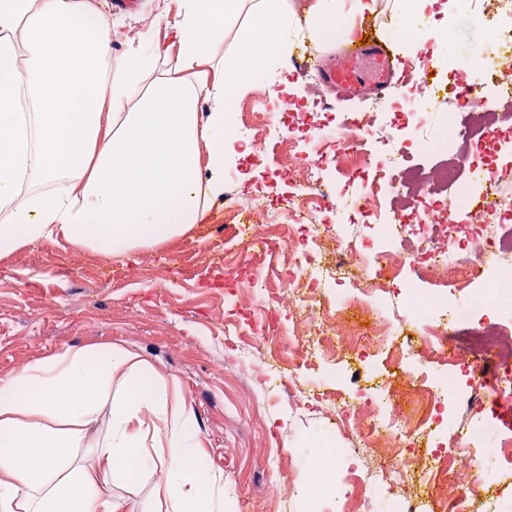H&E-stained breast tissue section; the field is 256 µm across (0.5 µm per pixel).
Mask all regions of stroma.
Returning <instances> with one entry per match:
<instances>
[{
	"mask_svg": "<svg viewBox=\"0 0 512 512\" xmlns=\"http://www.w3.org/2000/svg\"><path fill=\"white\" fill-rule=\"evenodd\" d=\"M422 26L448 28L453 47L470 56L488 41L486 22L475 14H424ZM285 80L258 82L242 98H226L230 112L252 106L264 91L321 94L305 88L298 72L281 62ZM224 247V209L214 206L205 221L171 242L147 247L126 258H106L51 241L21 249L0 262V378L68 347L112 344L131 349L166 378L177 379L194 409L206 463L224 476V497L233 512H278L266 485L269 462L293 466L285 449L303 436L330 438L327 419L267 396L278 381L248 387L244 376L224 364V313L230 303L218 281L222 269L208 254ZM183 275L176 287L159 284L169 262Z\"/></svg>",
	"mask_w": 512,
	"mask_h": 512,
	"instance_id": "1",
	"label": "stroma"
}]
</instances>
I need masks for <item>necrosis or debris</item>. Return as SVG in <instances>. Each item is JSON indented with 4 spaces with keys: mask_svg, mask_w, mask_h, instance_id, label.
<instances>
[{
    "mask_svg": "<svg viewBox=\"0 0 512 512\" xmlns=\"http://www.w3.org/2000/svg\"><path fill=\"white\" fill-rule=\"evenodd\" d=\"M491 25L488 53L443 64L445 93L428 99L408 75L391 103L365 99L361 112L284 106L238 113L232 133L254 145L253 167L302 174L275 202L269 185L224 198V230L247 228L252 256L224 254V286L242 302L224 322L228 364L265 382L278 376L289 403L328 414L345 435L344 456L371 461L351 473L348 512H376L378 491L397 489V512H486L487 493L512 474V354L484 347L473 366L448 346V328L496 306L512 262V80L487 83L494 56L512 53V0H457ZM448 157L442 190L424 172L401 173L412 148ZM486 205L467 203L476 174ZM417 192L410 210L395 198ZM277 252L283 270L264 276L254 260ZM420 271L423 287L408 280ZM287 336L288 349L274 341ZM495 420L499 447L474 435ZM465 436L463 458L441 451L446 432ZM394 448L387 464L373 459ZM470 491L444 493L452 467Z\"/></svg>",
    "mask_w": 512,
    "mask_h": 512,
    "instance_id": "4bbe7bcc",
    "label": "necrosis or debris"
}]
</instances>
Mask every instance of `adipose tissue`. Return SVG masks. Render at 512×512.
Instances as JSON below:
<instances>
[{
	"mask_svg": "<svg viewBox=\"0 0 512 512\" xmlns=\"http://www.w3.org/2000/svg\"><path fill=\"white\" fill-rule=\"evenodd\" d=\"M176 2L116 58L98 0H0V261L44 240L114 256L188 233L239 156L225 94L277 76L298 33L318 40L380 9ZM267 37L274 53L260 51ZM134 471L150 481L152 512H224L177 381L138 353L69 347L0 379V512H132Z\"/></svg>",
	"mask_w": 512,
	"mask_h": 512,
	"instance_id": "1",
	"label": "adipose tissue"
}]
</instances>
